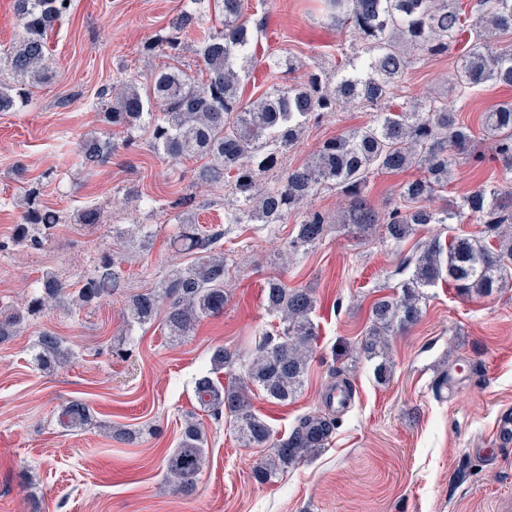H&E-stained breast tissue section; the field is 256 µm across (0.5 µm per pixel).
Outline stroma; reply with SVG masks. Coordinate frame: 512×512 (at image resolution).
Segmentation results:
<instances>
[{
  "label": "stroma",
  "mask_w": 512,
  "mask_h": 512,
  "mask_svg": "<svg viewBox=\"0 0 512 512\" xmlns=\"http://www.w3.org/2000/svg\"><path fill=\"white\" fill-rule=\"evenodd\" d=\"M187 2L72 0L50 39L53 80L34 89L23 111L0 113V240L9 239L22 211L16 166L38 182L42 203L67 217L44 249L0 257V305L23 307L26 291L49 267L79 287L91 257L111 243L113 228L143 224L153 235L150 251L126 252L118 294L77 313L58 308L31 318L0 345V512H512V442L492 438L498 421L512 416V288L485 298L444 281L428 289L421 320L390 338L387 383L376 381L357 350L372 303L406 276L416 244L437 235H479L476 219L425 224L397 245L377 233L361 241L334 224L285 268L277 255L295 236L296 217L268 226L233 224L223 240L233 285L223 314L178 343L158 320L125 334L120 312L127 297L149 275L189 260L169 248L174 227L160 204L193 196L199 224L215 227L224 224V191L194 186V161L171 162L145 147L118 150L88 174L77 143L100 129L98 94L118 70L145 74L165 64V57L144 54L142 44ZM322 7L323 0H246V16L263 30L260 61L242 85L245 97L300 80L309 67L343 64L351 38L323 24ZM461 50L457 43L443 55H417L401 94L448 103L476 132L487 109L512 100V87L489 83L459 95L452 77ZM287 55L296 71L269 70L267 57ZM372 120V110L341 109L306 128L285 161L300 165L327 139ZM477 147L484 163L461 164L432 208L502 183L489 143ZM131 189L141 192V201L128 199ZM92 204L104 221L88 230L76 216ZM273 278L314 289L317 336L296 399L278 405L255 394L257 413L276 433L289 434L302 416L323 410V395L339 372L350 379L354 397L325 448L262 484L252 476L259 450L244 447L224 416L201 410L194 389L215 347L246 356L262 330L275 329L263 300ZM46 329L65 337L76 354L52 375L31 360ZM75 398L90 404L93 419L69 431L59 426L57 410ZM190 414L202 423L208 448L197 490L185 498L172 492L164 456ZM111 426L135 431L136 440L110 437Z\"/></svg>",
  "instance_id": "35a3bbf8"
}]
</instances>
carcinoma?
Segmentation results:
<instances>
[{"label":"carcinoma","mask_w":512,"mask_h":512,"mask_svg":"<svg viewBox=\"0 0 512 512\" xmlns=\"http://www.w3.org/2000/svg\"><path fill=\"white\" fill-rule=\"evenodd\" d=\"M193 2L212 4L219 24L198 42V75L175 65L184 38L199 27L202 17L186 9L164 33L143 46L146 54L164 56L171 63L147 76L125 70L102 92L100 117L105 129L82 140L84 169L90 171L109 161L121 145L139 146L141 133L146 132L156 154L206 160L196 172V181L219 186L227 193L224 223L278 224L289 213L301 212L287 256L313 248L333 223L325 213L307 206L308 199L324 187L335 188L347 198L340 224L359 234L378 228L382 238L396 244L422 224H447L466 215L479 220L484 226L480 237L456 236L446 242L436 237L418 244L409 276L393 295L371 307L360 353L374 361L376 379L387 381L392 369L389 336L419 321L427 289L444 280L465 294L490 296L512 279L511 189L480 187L449 210L429 205L438 189L448 184L459 164L458 156L483 162L484 156L472 152L475 136L471 128L446 103L404 101L396 110L390 106L416 53L447 52L466 26L474 39L457 62L454 85L467 94L490 81L512 86V51L491 41L494 35L512 34V0H478V15L471 24L460 0H325L326 20L350 32L356 41L346 69L311 68L301 80L257 99L244 98L241 90L261 32L244 17L245 0ZM69 9L65 0H13L22 33L0 55V71L10 74L9 80L0 79V112L24 110L32 89L51 78L49 39ZM350 106H374L376 119L326 140L299 166L289 168L283 163L307 124ZM482 131L493 144L505 182H511L512 101L486 112ZM412 166L420 168L423 176L403 185V204L376 207L367 194L371 176ZM24 191L25 210L10 242H0L1 253L15 247L41 249L63 223L61 211L41 203L38 186L27 184ZM192 205L191 196L170 205L177 211L170 244L191 260L130 296L121 313L127 328L152 323L163 308L167 335L178 338L224 312L229 301V267L221 245L224 230L195 223L186 211ZM102 218L101 208L87 206L78 215V224L90 229L102 223ZM120 236L137 243L143 252L151 248L152 232L142 224L130 225ZM121 263L120 253L103 249L92 259V272L76 290L55 269H47L23 308L0 310V343L18 335L29 318L60 304L82 308L109 299L121 289ZM264 302L279 325L260 333L258 346L241 364V372L225 382L218 378L235 363L219 346L210 357V372L195 383L200 407L229 418L244 445L268 449L253 470L260 483L271 482L316 455L336 429L335 415L323 412L300 418L291 433L279 437L256 414L255 388L277 404L296 397L307 377L316 336L312 316L317 299L312 289L290 288L273 278L264 289ZM32 352L35 367L43 373L66 367L75 355L64 337L50 330L40 333ZM90 419V408L80 399L66 401L58 411V422L67 430ZM206 443L201 423L192 415L187 417L178 447L165 459L174 493L188 496L195 490L205 464Z\"/></svg>","instance_id":"obj_1"}]
</instances>
